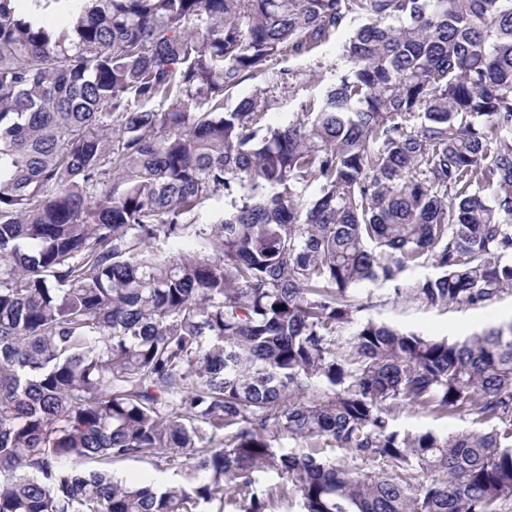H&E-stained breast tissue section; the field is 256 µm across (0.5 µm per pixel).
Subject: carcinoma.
I'll list each match as a JSON object with an SVG mask.
<instances>
[{"label": "carcinoma", "instance_id": "cac0c4a2", "mask_svg": "<svg viewBox=\"0 0 512 512\" xmlns=\"http://www.w3.org/2000/svg\"><path fill=\"white\" fill-rule=\"evenodd\" d=\"M348 27L292 119L224 107ZM429 261L422 302L512 290V0H0V512H507L512 322L338 341ZM145 458L184 480L63 466ZM391 425L401 434L430 431L440 436L488 428V424L479 422L475 415L465 411L444 415L408 406L397 409L391 415ZM322 455L336 459L337 463L348 464L350 467H358L364 473H381L383 471L390 472L389 467L377 462H352L348 452L342 448H324Z\"/></svg>", "mask_w": 512, "mask_h": 512}]
</instances>
